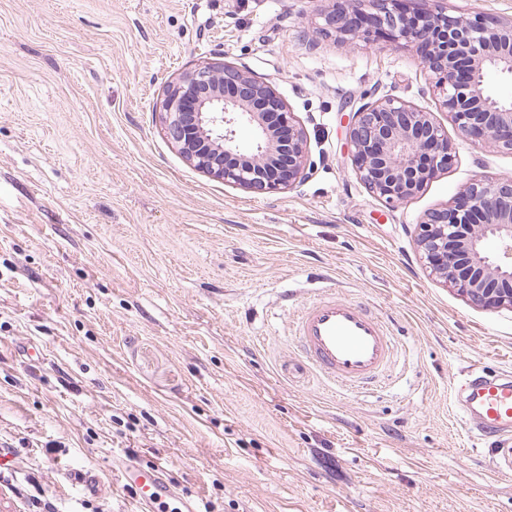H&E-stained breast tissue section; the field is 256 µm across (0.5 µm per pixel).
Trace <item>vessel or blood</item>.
I'll list each match as a JSON object with an SVG mask.
<instances>
[{
	"instance_id": "obj_1",
	"label": "vessel or blood",
	"mask_w": 512,
	"mask_h": 512,
	"mask_svg": "<svg viewBox=\"0 0 512 512\" xmlns=\"http://www.w3.org/2000/svg\"><path fill=\"white\" fill-rule=\"evenodd\" d=\"M304 363L325 383L365 386L383 373L395 346L385 324L365 305L332 293L301 304L291 321ZM460 415L479 437L499 441V467H512V375L475 373L464 377ZM119 479L137 496L142 512H163L173 493L155 464L129 461Z\"/></svg>"
}]
</instances>
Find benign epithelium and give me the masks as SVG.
<instances>
[{"label": "benign epithelium", "mask_w": 512, "mask_h": 512, "mask_svg": "<svg viewBox=\"0 0 512 512\" xmlns=\"http://www.w3.org/2000/svg\"><path fill=\"white\" fill-rule=\"evenodd\" d=\"M321 14L320 30L346 39L381 31L424 48L433 93L466 141L512 153V100L493 97L489 70L512 76V18L451 16L441 0L414 13L397 0H345ZM165 137L192 166L254 193L291 189L313 174L307 133L268 80L232 62L185 70L160 99ZM247 123L254 147L243 153L236 126ZM356 173L387 204L421 193L455 156L433 113L398 97L360 106L348 120ZM415 243L429 275L471 305L512 309V178L480 177L448 204L428 211Z\"/></svg>", "instance_id": "benign-epithelium-1"}]
</instances>
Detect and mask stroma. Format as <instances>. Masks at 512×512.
<instances>
[{
  "label": "stroma",
  "instance_id": "stroma-1",
  "mask_svg": "<svg viewBox=\"0 0 512 512\" xmlns=\"http://www.w3.org/2000/svg\"><path fill=\"white\" fill-rule=\"evenodd\" d=\"M333 0H0V512H140L121 461L207 512H512V471L466 426L470 370L512 373V310L428 275L424 214L512 154L460 139L415 47L321 33ZM210 60L272 82L316 168L253 193L187 165L155 105ZM397 96L456 156L407 201L354 170L351 112ZM369 306L399 354L371 389L299 361L287 291ZM34 341L42 355L23 357ZM90 468L97 497L66 483Z\"/></svg>",
  "mask_w": 512,
  "mask_h": 512
}]
</instances>
